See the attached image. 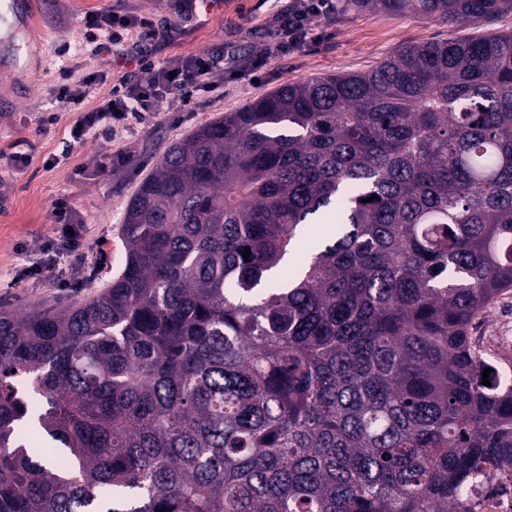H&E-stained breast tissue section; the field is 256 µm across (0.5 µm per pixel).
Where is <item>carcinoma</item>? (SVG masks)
Returning <instances> with one entry per match:
<instances>
[{
  "mask_svg": "<svg viewBox=\"0 0 512 512\" xmlns=\"http://www.w3.org/2000/svg\"><path fill=\"white\" fill-rule=\"evenodd\" d=\"M122 237L101 294L0 310V512H470L512 474V383L470 336L512 287L511 32L225 113Z\"/></svg>",
  "mask_w": 512,
  "mask_h": 512,
  "instance_id": "cac0c4a2",
  "label": "carcinoma"
}]
</instances>
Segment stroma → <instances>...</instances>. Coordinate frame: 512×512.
<instances>
[{
	"label": "stroma",
	"instance_id": "obj_1",
	"mask_svg": "<svg viewBox=\"0 0 512 512\" xmlns=\"http://www.w3.org/2000/svg\"><path fill=\"white\" fill-rule=\"evenodd\" d=\"M274 6L275 0H224L221 14L183 29L162 55L216 52L228 43L248 50ZM111 10L161 24L179 19L174 0H39L34 43L24 50L18 68L0 69V188L10 195L8 205L0 207V308L58 310L104 291L124 263L121 230L130 198L172 144L199 126L286 84L371 70L408 43L512 32V12L451 28L416 16L362 12L348 0H336L335 22L321 26L322 46L241 75L214 74L212 89L198 91L188 111L160 106L119 142L89 138L76 143L70 129L80 114L52 91L63 69H103L109 55L87 42L83 18ZM116 149L128 157L123 166L96 167V160ZM60 198L82 223L81 253L57 257L51 272L31 274V265L47 259L43 246L54 234L53 207ZM497 325L512 330V291L491 305L471 332L479 349L512 359V346L499 348L493 336Z\"/></svg>",
	"mask_w": 512,
	"mask_h": 512
}]
</instances>
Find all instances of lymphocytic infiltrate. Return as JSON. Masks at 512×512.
Listing matches in <instances>:
<instances>
[{
    "mask_svg": "<svg viewBox=\"0 0 512 512\" xmlns=\"http://www.w3.org/2000/svg\"><path fill=\"white\" fill-rule=\"evenodd\" d=\"M335 12L334 0H287L274 14L270 29L255 44L250 58H243L240 48L228 44L220 52L172 58L159 64L152 56L158 47L174 40L176 26L159 27L148 19L114 10L86 14L88 38L115 44V57L121 63L135 64L136 69L110 84L97 107L76 121L71 137L76 142L89 137L115 139L144 123L165 101L173 110H183L192 103L196 91L206 87L212 72L223 69L239 74L261 67L273 56L320 43L318 23L332 18Z\"/></svg>",
    "mask_w": 512,
    "mask_h": 512,
    "instance_id": "f902f5d3",
    "label": "lymphocytic infiltrate"
}]
</instances>
